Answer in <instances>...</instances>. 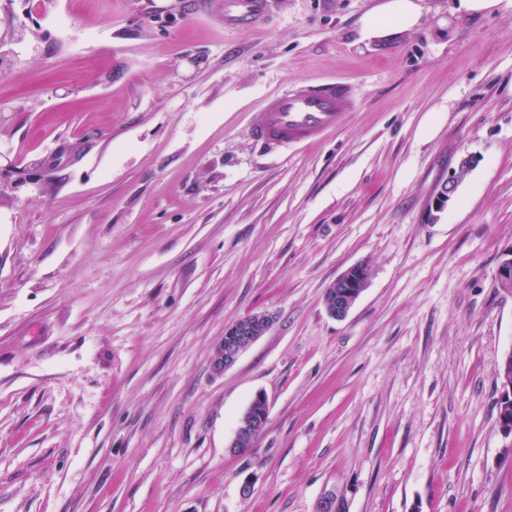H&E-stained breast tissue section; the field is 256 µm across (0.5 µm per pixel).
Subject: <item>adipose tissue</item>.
Wrapping results in <instances>:
<instances>
[{"label":"adipose tissue","mask_w":512,"mask_h":512,"mask_svg":"<svg viewBox=\"0 0 512 512\" xmlns=\"http://www.w3.org/2000/svg\"><path fill=\"white\" fill-rule=\"evenodd\" d=\"M422 0H380L359 20L362 39H384L421 26Z\"/></svg>","instance_id":"adipose-tissue-1"}]
</instances>
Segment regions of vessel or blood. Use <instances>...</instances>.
I'll return each instance as SVG.
<instances>
[{
	"label": "vessel or blood",
	"mask_w": 512,
	"mask_h": 512,
	"mask_svg": "<svg viewBox=\"0 0 512 512\" xmlns=\"http://www.w3.org/2000/svg\"><path fill=\"white\" fill-rule=\"evenodd\" d=\"M268 0H224V23L246 26L265 14ZM357 107V88L343 80L300 82L266 100L252 137L270 150L305 145L342 126Z\"/></svg>",
	"instance_id": "b4317fda"
}]
</instances>
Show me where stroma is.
Here are the masks:
<instances>
[{
    "instance_id": "1",
    "label": "stroma",
    "mask_w": 512,
    "mask_h": 512,
    "mask_svg": "<svg viewBox=\"0 0 512 512\" xmlns=\"http://www.w3.org/2000/svg\"><path fill=\"white\" fill-rule=\"evenodd\" d=\"M200 2L0 0V512H512V7L452 34L423 0L419 29L363 42L377 0H273L239 29ZM332 78L360 92L343 127L251 138L268 96ZM368 282V270L365 265L357 264L343 271L327 288L324 305L331 316L345 318ZM271 317L268 314H255L235 321L225 332L227 340L216 346L211 360V370L216 376L233 366L239 356L269 328ZM499 400V401H498ZM498 400L496 406L499 407L500 402V413H499V428L504 438H512V418L508 416V409L506 407L511 404L512 406V381L502 384L499 391ZM265 409L269 411L268 397L264 392H257L239 420L235 435L228 445L232 452L240 451L250 436L255 439L263 432L266 426Z\"/></svg>"
}]
</instances>
